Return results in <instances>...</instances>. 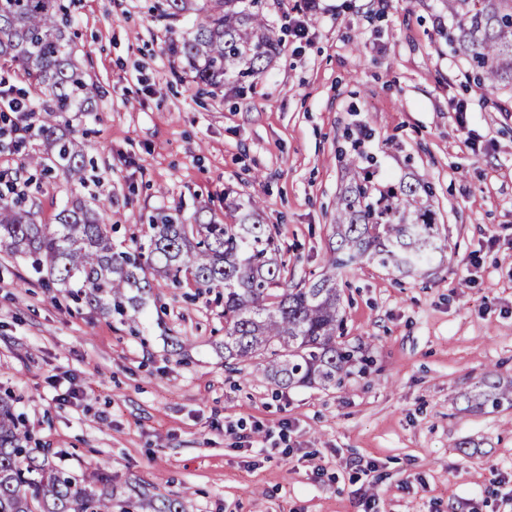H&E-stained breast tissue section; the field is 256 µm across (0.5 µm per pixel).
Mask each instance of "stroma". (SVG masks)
Here are the masks:
<instances>
[{
    "instance_id": "obj_1",
    "label": "stroma",
    "mask_w": 512,
    "mask_h": 512,
    "mask_svg": "<svg viewBox=\"0 0 512 512\" xmlns=\"http://www.w3.org/2000/svg\"><path fill=\"white\" fill-rule=\"evenodd\" d=\"M65 3L101 96L73 120L85 183L28 167L35 135L0 151L38 222L75 197L108 200L123 250L150 217L220 221L225 198L253 197L284 278L313 279L348 179L338 154L357 138L378 180L429 182L442 259L408 278L344 270V338L370 372L285 389L225 367L217 291L154 279L134 332L0 247V395L37 447L76 476L102 472L113 512L157 497L186 512H512V401L464 400L486 375L512 385V91L473 84L437 31L441 0H320L306 37L286 36L244 90L181 70L165 0Z\"/></svg>"
}]
</instances>
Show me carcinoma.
<instances>
[{
    "label": "carcinoma",
    "instance_id": "obj_1",
    "mask_svg": "<svg viewBox=\"0 0 512 512\" xmlns=\"http://www.w3.org/2000/svg\"><path fill=\"white\" fill-rule=\"evenodd\" d=\"M451 17L447 40L470 65L479 86L512 88V0H443ZM164 16L189 19L190 27L168 44L169 53L199 86L218 88L260 76L280 54L282 40L264 15V0H166ZM62 0H0V69L13 70L35 92L44 113V155L28 165L82 182V142L68 130L70 114L91 112L98 86L73 56ZM350 177L336 198L330 273L295 285L281 277L284 252L277 232L261 222L259 202L225 205L230 222L200 211L196 223L171 215L150 225L147 242L116 251L104 225L106 206L66 203L55 223L37 222L33 208L0 197V246L31 260L48 281L88 304H104L125 319L139 307L150 277L181 284L189 274L200 288L224 289V359L255 364L283 388L339 387L357 366L360 348L343 340L341 290L336 270L366 258L384 269L410 273L432 264L440 250L431 186L411 178L396 184L349 160ZM512 391L490 376L468 397L472 408L497 406ZM29 431L0 398V512H112V494L90 488L97 471L78 478L28 447ZM142 512H184L178 498L146 499Z\"/></svg>",
    "mask_w": 512,
    "mask_h": 512
}]
</instances>
